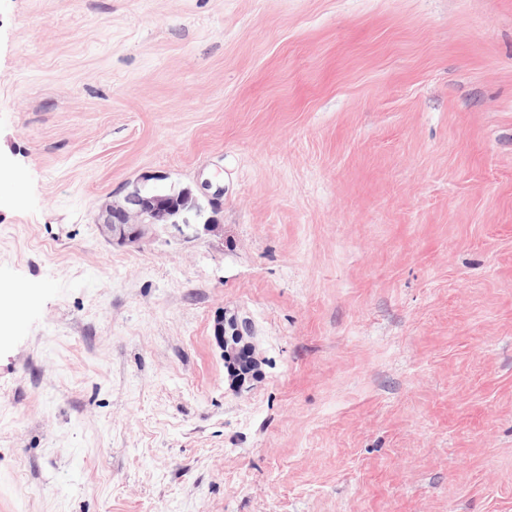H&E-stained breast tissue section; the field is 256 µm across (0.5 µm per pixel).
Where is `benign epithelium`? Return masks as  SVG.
I'll return each instance as SVG.
<instances>
[{
	"mask_svg": "<svg viewBox=\"0 0 512 512\" xmlns=\"http://www.w3.org/2000/svg\"><path fill=\"white\" fill-rule=\"evenodd\" d=\"M202 217V204L190 188L149 195L138 185L121 200L106 204L100 214L104 234L121 245H138L150 240L159 224H167L183 236L216 227L212 217L198 224L197 220ZM214 335L223 348L224 364L231 381L243 386L257 371L249 323L221 317L215 323Z\"/></svg>",
	"mask_w": 512,
	"mask_h": 512,
	"instance_id": "7a95c632",
	"label": "benign epithelium"
}]
</instances>
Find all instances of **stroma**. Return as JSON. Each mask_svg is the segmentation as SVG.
Wrapping results in <instances>:
<instances>
[{
	"label": "stroma",
	"mask_w": 512,
	"mask_h": 512,
	"mask_svg": "<svg viewBox=\"0 0 512 512\" xmlns=\"http://www.w3.org/2000/svg\"><path fill=\"white\" fill-rule=\"evenodd\" d=\"M0 289V512H512V0H0ZM202 217V204L188 187L149 195L144 188L134 185L122 200L112 201L102 208L100 226L113 243L138 245L154 236L157 224L172 226L183 236L191 233L197 236L198 226L204 231L219 226L214 217L198 224L196 221ZM214 335L224 352V364L231 381L242 387L257 371L255 348L250 341L248 322L236 318L224 320L222 315L214 326Z\"/></svg>",
	"instance_id": "obj_1"
}]
</instances>
